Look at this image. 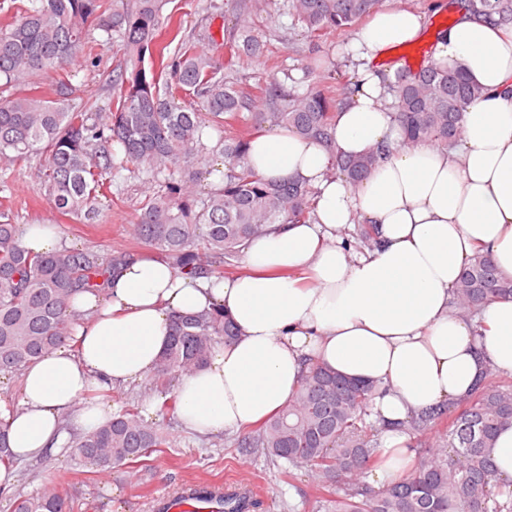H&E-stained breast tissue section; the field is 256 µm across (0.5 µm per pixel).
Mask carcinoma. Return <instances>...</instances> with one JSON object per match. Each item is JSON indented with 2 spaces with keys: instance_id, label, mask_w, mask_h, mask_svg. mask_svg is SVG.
<instances>
[{
  "instance_id": "cac0c4a2",
  "label": "carcinoma",
  "mask_w": 512,
  "mask_h": 512,
  "mask_svg": "<svg viewBox=\"0 0 512 512\" xmlns=\"http://www.w3.org/2000/svg\"><path fill=\"white\" fill-rule=\"evenodd\" d=\"M0 27V82L24 86L30 77L54 73L56 98L18 94L0 100V161L26 162L44 155L36 169L59 214L94 220L106 176L126 170L155 183L137 209L131 234L157 251L182 274L224 277V266L252 238L272 224L305 223L313 191L295 180L273 181L245 165L251 139L265 126L287 128L302 137L332 141L340 100L319 87L299 93L276 76L247 90L224 81L219 49L236 58L265 49L251 27H236L226 41L208 34L213 49L182 36L173 50L157 48L166 0H29ZM380 0H288V12L312 37L347 32L377 10ZM471 11L497 16L512 27V0H467ZM94 26L121 43L124 62L109 75L119 89L102 119L92 106L69 108L76 89L68 65L89 44ZM396 118L404 138L452 146L462 112L480 88L448 66H427L395 74ZM217 139L224 185L203 197L194 185L203 172L206 142ZM384 148L336 161V173L358 186L372 172ZM205 251H200L199 244ZM133 249L116 250L107 263L99 255L64 247L48 255L27 251L17 225L0 213V373H12L33 358L67 342L70 302L79 292L97 293ZM512 299V277L485 253L463 269L455 307L475 316L494 299ZM224 310L173 315L168 347L150 374L149 389L162 396L159 414H174L178 396L170 381L205 366L216 346L232 340ZM371 384L339 375L321 364L310 367L301 388L277 415L239 433L237 447L260 452L288 470L308 469L324 512H512V481L493 464L498 432L512 426V382H480L453 409L437 408L403 423L417 436L446 426L444 444L420 456L414 472L381 491L365 480L377 462L378 436L368 422ZM172 441L159 424L146 422L135 407L123 406L98 428L72 436L73 457L99 471L119 470ZM13 512H73L56 488L19 493L0 486ZM185 501L211 503L219 512H252L256 502L237 492L207 485L189 489Z\"/></svg>"
}]
</instances>
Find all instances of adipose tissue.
I'll use <instances>...</instances> for the list:
<instances>
[{"instance_id": "adipose-tissue-1", "label": "adipose tissue", "mask_w": 512, "mask_h": 512, "mask_svg": "<svg viewBox=\"0 0 512 512\" xmlns=\"http://www.w3.org/2000/svg\"><path fill=\"white\" fill-rule=\"evenodd\" d=\"M433 61L481 90L450 149L409 144L393 115V69L382 62L423 32L422 13L378 10L346 49L352 78L331 144L280 129L255 138L246 163L266 179L314 191L304 224H275L247 242L244 274L189 278L161 257L129 260L99 295L78 294L72 342L27 364L16 401L0 400L15 460L65 457L71 431L112 418L113 390L140 381L169 342L170 316L220 305L235 340L208 364L180 374L178 419L206 435L240 431L276 414L310 363L372 383L381 428L378 484L412 467L399 426L468 394L490 373L512 374V299L478 318L453 301L463 266L491 253L512 276V29L456 10ZM386 144L369 177L352 187L331 176L338 155ZM371 228L355 250L345 233Z\"/></svg>"}]
</instances>
